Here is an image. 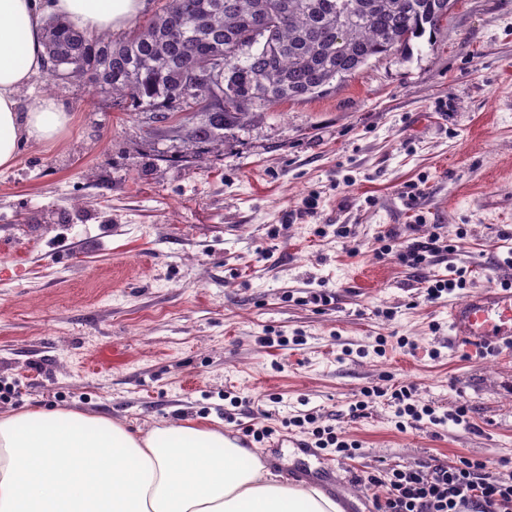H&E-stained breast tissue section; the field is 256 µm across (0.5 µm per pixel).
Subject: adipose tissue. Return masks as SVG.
Returning <instances> with one entry per match:
<instances>
[{
  "label": "adipose tissue",
  "instance_id": "obj_1",
  "mask_svg": "<svg viewBox=\"0 0 512 512\" xmlns=\"http://www.w3.org/2000/svg\"><path fill=\"white\" fill-rule=\"evenodd\" d=\"M144 0H0V169L23 144L71 121L54 96L19 111L45 59L51 14L87 32L123 27ZM0 512H342L321 490L286 484L257 452L195 420L133 432L111 418L31 407L0 414Z\"/></svg>",
  "mask_w": 512,
  "mask_h": 512
}]
</instances>
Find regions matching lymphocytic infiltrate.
<instances>
[{
    "label": "lymphocytic infiltrate",
    "instance_id": "obj_1",
    "mask_svg": "<svg viewBox=\"0 0 512 512\" xmlns=\"http://www.w3.org/2000/svg\"><path fill=\"white\" fill-rule=\"evenodd\" d=\"M364 481L385 489L376 512H512V474H493L486 461L466 456L452 465L374 470Z\"/></svg>",
    "mask_w": 512,
    "mask_h": 512
}]
</instances>
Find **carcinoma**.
<instances>
[{
  "label": "carcinoma",
  "instance_id": "carcinoma-1",
  "mask_svg": "<svg viewBox=\"0 0 512 512\" xmlns=\"http://www.w3.org/2000/svg\"><path fill=\"white\" fill-rule=\"evenodd\" d=\"M166 0L127 35H88L60 18L43 32L47 69L119 95L160 125L196 121L214 141L228 124L283 100L312 98L368 62L406 48L448 15L451 0ZM262 24H257V19ZM250 47L244 62L240 46ZM224 59V92L204 63Z\"/></svg>",
  "mask_w": 512,
  "mask_h": 512
}]
</instances>
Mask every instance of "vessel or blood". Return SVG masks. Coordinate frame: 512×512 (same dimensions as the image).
I'll use <instances>...</instances> for the list:
<instances>
[{
  "instance_id": "1",
  "label": "vessel or blood",
  "mask_w": 512,
  "mask_h": 512,
  "mask_svg": "<svg viewBox=\"0 0 512 512\" xmlns=\"http://www.w3.org/2000/svg\"><path fill=\"white\" fill-rule=\"evenodd\" d=\"M448 329L467 346L512 351V287L484 288L449 307Z\"/></svg>"
}]
</instances>
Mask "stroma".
<instances>
[{
	"instance_id": "35a3bbf8",
	"label": "stroma",
	"mask_w": 512,
	"mask_h": 512,
	"mask_svg": "<svg viewBox=\"0 0 512 512\" xmlns=\"http://www.w3.org/2000/svg\"><path fill=\"white\" fill-rule=\"evenodd\" d=\"M88 89L41 72L18 97L53 95L72 121L0 170V386L14 389L0 414L66 407L136 432L198 420L291 483L334 462L349 512L384 493L362 471L461 456L512 469V352L448 330L469 291L512 283V0H454L405 49L214 144ZM434 235L450 252L399 262ZM461 267L465 287L427 300V280ZM268 330L288 345L260 343ZM406 384L464 421L400 423L389 393ZM307 413L358 440L355 456L273 447L312 441L288 423Z\"/></svg>"
}]
</instances>
